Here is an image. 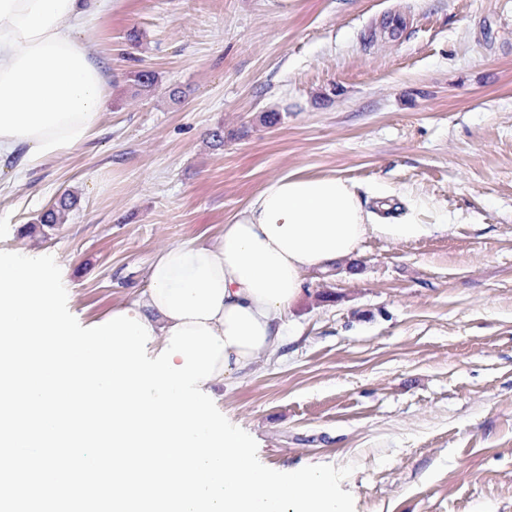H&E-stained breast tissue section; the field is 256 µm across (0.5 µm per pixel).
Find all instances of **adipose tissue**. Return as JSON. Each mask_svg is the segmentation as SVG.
<instances>
[{
	"label": "adipose tissue",
	"instance_id": "obj_1",
	"mask_svg": "<svg viewBox=\"0 0 512 512\" xmlns=\"http://www.w3.org/2000/svg\"><path fill=\"white\" fill-rule=\"evenodd\" d=\"M92 10L83 0H0V162L22 146L25 166L38 165L80 146L99 125L104 76L72 34ZM422 230L394 217L375 223L340 177L283 175L255 192L215 242L162 248L131 313L152 328L155 354L184 322H204L220 335L227 367L200 382L210 390L280 344L308 270L356 257L369 234Z\"/></svg>",
	"mask_w": 512,
	"mask_h": 512
}]
</instances>
